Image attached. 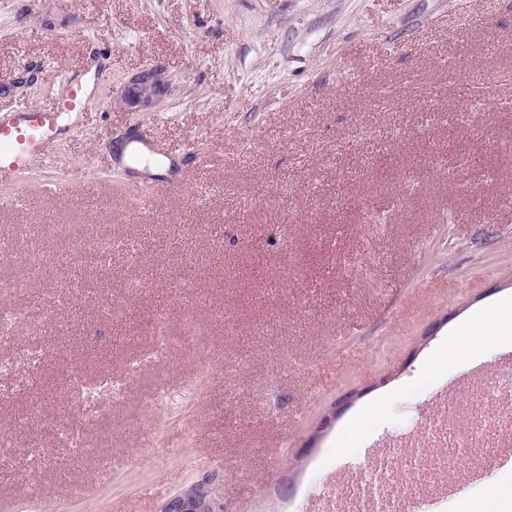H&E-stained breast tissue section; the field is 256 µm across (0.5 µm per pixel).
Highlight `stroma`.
<instances>
[{
	"mask_svg": "<svg viewBox=\"0 0 512 512\" xmlns=\"http://www.w3.org/2000/svg\"><path fill=\"white\" fill-rule=\"evenodd\" d=\"M154 66L167 94L125 105ZM69 75L93 79L86 111L50 165L0 183V238L33 227L0 257L19 284L0 292L18 368L0 376V512H158L207 473L229 512H314L512 373L509 343L429 372L452 329L512 297V0H0V110L51 105ZM141 135L164 159L124 161ZM79 226L138 259L31 276L21 253ZM159 321L181 344L130 375ZM99 376L119 390L86 409L71 384ZM483 455L409 484L416 512L512 486V446Z\"/></svg>",
	"mask_w": 512,
	"mask_h": 512,
	"instance_id": "stroma-1",
	"label": "stroma"
}]
</instances>
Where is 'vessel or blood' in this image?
<instances>
[{
    "label": "vessel or blood",
    "mask_w": 512,
    "mask_h": 512,
    "mask_svg": "<svg viewBox=\"0 0 512 512\" xmlns=\"http://www.w3.org/2000/svg\"><path fill=\"white\" fill-rule=\"evenodd\" d=\"M54 104L48 109L21 105L0 114V179L29 172L48 158L59 142L60 113L86 105L81 82L62 79L53 84Z\"/></svg>",
    "instance_id": "1"
}]
</instances>
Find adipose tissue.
Returning a JSON list of instances; mask_svg holds the SVG:
<instances>
[{"mask_svg":"<svg viewBox=\"0 0 512 512\" xmlns=\"http://www.w3.org/2000/svg\"><path fill=\"white\" fill-rule=\"evenodd\" d=\"M494 339L512 342V300H503L492 310L478 314L448 339V347L438 357L439 364L448 365L481 343Z\"/></svg>","mask_w":512,"mask_h":512,"instance_id":"obj_1","label":"adipose tissue"}]
</instances>
